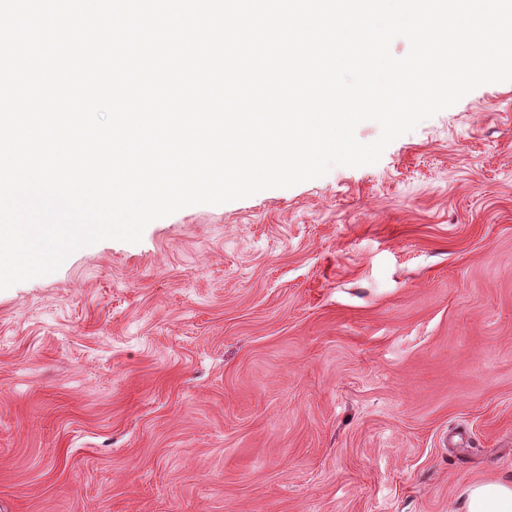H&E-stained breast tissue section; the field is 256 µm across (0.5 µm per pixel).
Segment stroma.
<instances>
[{"mask_svg":"<svg viewBox=\"0 0 512 512\" xmlns=\"http://www.w3.org/2000/svg\"><path fill=\"white\" fill-rule=\"evenodd\" d=\"M479 479L512 483V81L0 291V512H466Z\"/></svg>","mask_w":512,"mask_h":512,"instance_id":"stroma-1","label":"stroma"}]
</instances>
